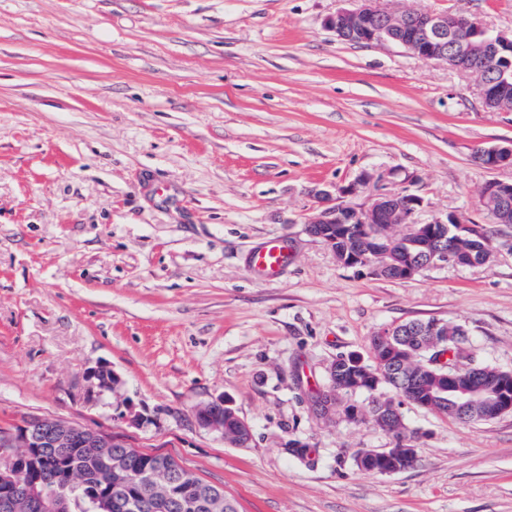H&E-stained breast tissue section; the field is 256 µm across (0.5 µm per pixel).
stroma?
Returning a JSON list of instances; mask_svg holds the SVG:
<instances>
[{
    "mask_svg": "<svg viewBox=\"0 0 512 512\" xmlns=\"http://www.w3.org/2000/svg\"><path fill=\"white\" fill-rule=\"evenodd\" d=\"M341 0H0V427L61 417L172 455L241 512H512V413L462 423L403 402L417 464L371 475L374 423L308 399L341 353L415 319L459 323L512 371V226L490 263L400 281L344 267L307 231L318 190H409L418 222L484 224L479 189L512 142L467 75L387 42L339 40ZM512 32V0H384ZM285 237L282 277L250 250ZM123 384L87 398L85 372ZM230 401L232 445L195 421ZM140 422H132V415ZM309 448L293 455L290 441ZM478 163L489 171L502 167H512V144L498 145L483 149Z\"/></svg>",
    "mask_w": 512,
    "mask_h": 512,
    "instance_id": "obj_1",
    "label": "stroma"
}]
</instances>
